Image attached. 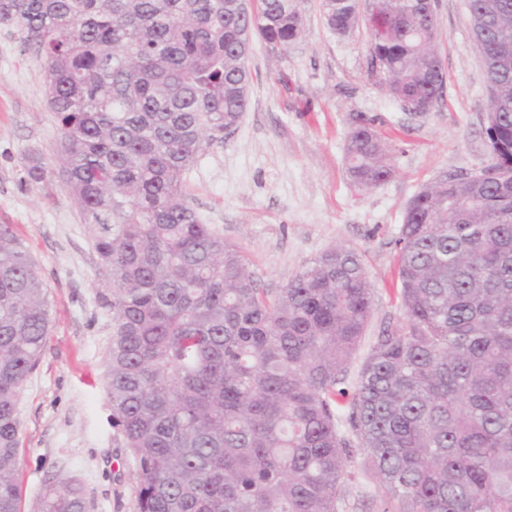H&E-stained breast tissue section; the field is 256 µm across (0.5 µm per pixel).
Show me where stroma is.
Here are the masks:
<instances>
[{"instance_id":"obj_1","label":"stroma","mask_w":512,"mask_h":512,"mask_svg":"<svg viewBox=\"0 0 512 512\" xmlns=\"http://www.w3.org/2000/svg\"><path fill=\"white\" fill-rule=\"evenodd\" d=\"M302 8L305 31L288 50L254 41L250 107L234 133L200 155L185 192L263 287L280 288L327 248L360 252L374 285L368 345L402 318L396 241L407 204L432 178L488 160L486 72L466 0H439L444 100L411 114L373 77L365 25L340 36L325 27L321 0ZM358 113L374 119L394 166L388 181L364 190L352 184L344 154ZM59 143L40 63L13 27L0 25V224L13 225L34 258L51 314L45 353L18 403L25 497L72 477L88 512H138L137 463L106 394L112 315L101 306L107 275L94 229L58 180H22L29 157L55 168Z\"/></svg>"}]
</instances>
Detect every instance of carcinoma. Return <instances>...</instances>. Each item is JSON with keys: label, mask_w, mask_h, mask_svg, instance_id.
Wrapping results in <instances>:
<instances>
[{"label": "carcinoma", "mask_w": 512, "mask_h": 512, "mask_svg": "<svg viewBox=\"0 0 512 512\" xmlns=\"http://www.w3.org/2000/svg\"><path fill=\"white\" fill-rule=\"evenodd\" d=\"M496 2L477 45L485 133L512 157V0ZM353 8L321 0L335 34L353 30ZM0 24L40 59L61 133L57 168L30 159L23 180L58 179L97 228L106 393L139 512H339L357 450L379 512H512V181L436 178L412 198L397 239L403 318L360 359L374 297L361 253L329 248L271 291L184 190L249 107L253 36L288 49L300 0H0ZM367 29L390 96L442 99L423 0H377ZM345 159L360 187L393 174L371 124L352 127ZM49 322L33 258L0 224V512H88L71 478L21 508L16 407Z\"/></svg>", "instance_id": "obj_1"}]
</instances>
